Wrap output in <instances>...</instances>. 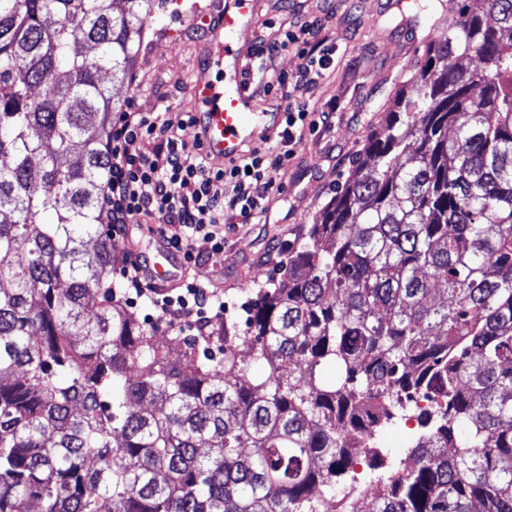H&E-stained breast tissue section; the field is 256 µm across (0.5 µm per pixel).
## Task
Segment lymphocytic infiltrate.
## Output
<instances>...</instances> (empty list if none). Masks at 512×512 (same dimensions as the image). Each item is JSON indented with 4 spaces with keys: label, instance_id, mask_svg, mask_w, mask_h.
<instances>
[{
    "label": "lymphocytic infiltrate",
    "instance_id": "lymphocytic-infiltrate-1",
    "mask_svg": "<svg viewBox=\"0 0 512 512\" xmlns=\"http://www.w3.org/2000/svg\"><path fill=\"white\" fill-rule=\"evenodd\" d=\"M322 31L320 19L307 20L269 45L272 53L296 51L301 62L294 74L271 76L261 65L252 69L264 92L279 93L285 102L279 149L256 147L231 166L216 169L198 147L172 133L162 113H123L108 136L112 164L100 204L101 221L109 225L113 240H121L126 226L144 216L154 220L185 267L196 265L200 240L208 244L210 256L223 255L226 220L261 217L268 198L282 190L277 175L293 154L298 131L317 124L306 104L291 100L288 88L316 82L332 64L336 48ZM146 142L151 145L147 152L142 149ZM140 269L135 263L121 273L127 284L122 294L129 304L145 302L175 327L188 321L204 329L223 317V292L187 275L177 288L149 293L140 286Z\"/></svg>",
    "mask_w": 512,
    "mask_h": 512
}]
</instances>
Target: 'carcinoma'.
Wrapping results in <instances>:
<instances>
[{
	"label": "carcinoma",
	"instance_id": "cac0c4a2",
	"mask_svg": "<svg viewBox=\"0 0 512 512\" xmlns=\"http://www.w3.org/2000/svg\"><path fill=\"white\" fill-rule=\"evenodd\" d=\"M154 2L0 0V512H323L410 408L370 512H512V0L448 17L218 360L115 303L93 194ZM406 420H399L393 424H389L384 428L377 440V447L384 448V452L391 453L390 459L403 456L405 448L410 444L409 437L404 431ZM389 459V461H390Z\"/></svg>",
	"mask_w": 512,
	"mask_h": 512
}]
</instances>
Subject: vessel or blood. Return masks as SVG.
I'll return each instance as SVG.
<instances>
[{"mask_svg":"<svg viewBox=\"0 0 512 512\" xmlns=\"http://www.w3.org/2000/svg\"><path fill=\"white\" fill-rule=\"evenodd\" d=\"M254 10L255 0H225L219 13L209 20L211 49L203 66L209 69L226 64L233 74L227 85L204 77L192 89L191 109L201 131L200 149L205 156L227 164L255 144L257 131L270 136L278 133L283 119L282 113L253 108L249 62L237 47V35L248 25ZM154 242L157 255L148 276L153 285L167 292L179 284L183 260L162 237H155Z\"/></svg>","mask_w":512,"mask_h":512,"instance_id":"1","label":"vessel or blood"}]
</instances>
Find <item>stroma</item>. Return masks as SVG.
<instances>
[{"label": "stroma", "instance_id": "stroma-1", "mask_svg": "<svg viewBox=\"0 0 512 512\" xmlns=\"http://www.w3.org/2000/svg\"><path fill=\"white\" fill-rule=\"evenodd\" d=\"M214 0H158L142 14L141 39L134 64L115 79L113 93L123 107L160 112L172 131L194 143L197 130L187 124L191 91L202 72L209 33L200 28ZM482 11L484 0H448L428 17L400 13L398 0H257L251 23L240 32L245 55L273 42L301 18L317 17L336 44L323 78L290 88L293 99L331 112V124L303 130L278 174L280 194L271 197L260 221L225 226L223 257L193 266L198 282L224 292V317L214 321L209 346L213 356L224 347V326H244L246 304L288 257V245L319 217L349 176L365 140L381 130L398 90H411L422 52L449 8Z\"/></svg>", "mask_w": 512, "mask_h": 512}]
</instances>
